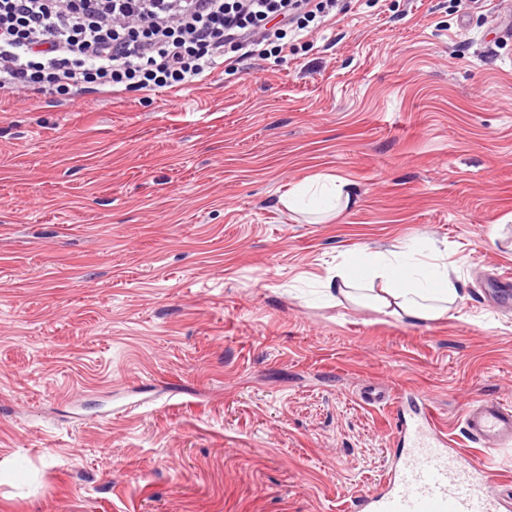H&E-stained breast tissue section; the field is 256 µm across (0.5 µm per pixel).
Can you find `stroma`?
<instances>
[{"label": "stroma", "instance_id": "1", "mask_svg": "<svg viewBox=\"0 0 512 512\" xmlns=\"http://www.w3.org/2000/svg\"><path fill=\"white\" fill-rule=\"evenodd\" d=\"M512 0H341L175 91L0 109V512H353L422 392L512 406ZM335 174L348 210H286ZM447 254L411 322L321 295L344 257ZM387 393L380 404L367 389Z\"/></svg>", "mask_w": 512, "mask_h": 512}]
</instances>
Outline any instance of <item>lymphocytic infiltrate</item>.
Here are the masks:
<instances>
[{
	"mask_svg": "<svg viewBox=\"0 0 512 512\" xmlns=\"http://www.w3.org/2000/svg\"><path fill=\"white\" fill-rule=\"evenodd\" d=\"M336 0H0V96L180 90L264 55Z\"/></svg>",
	"mask_w": 512,
	"mask_h": 512,
	"instance_id": "lymphocytic-infiltrate-1",
	"label": "lymphocytic infiltrate"
}]
</instances>
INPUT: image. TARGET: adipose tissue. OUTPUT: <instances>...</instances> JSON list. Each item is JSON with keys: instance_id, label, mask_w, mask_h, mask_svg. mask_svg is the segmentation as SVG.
<instances>
[{"instance_id": "1", "label": "adipose tissue", "mask_w": 512, "mask_h": 512, "mask_svg": "<svg viewBox=\"0 0 512 512\" xmlns=\"http://www.w3.org/2000/svg\"><path fill=\"white\" fill-rule=\"evenodd\" d=\"M350 201L349 183L337 175L313 177L280 198L289 211L318 216L336 214ZM454 272L446 257L437 253L422 260L406 251L375 252L338 263L325 290L352 303H367L388 316L429 321L447 316L462 302Z\"/></svg>"}]
</instances>
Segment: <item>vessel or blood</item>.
<instances>
[{
    "mask_svg": "<svg viewBox=\"0 0 512 512\" xmlns=\"http://www.w3.org/2000/svg\"><path fill=\"white\" fill-rule=\"evenodd\" d=\"M415 416L397 423L396 434L408 441L384 488L365 492L356 512H499L502 493L490 484L486 468L463 462L450 452L448 436L413 393ZM466 433L487 449L512 444V407L495 400L471 406L463 416Z\"/></svg>",
    "mask_w": 512,
    "mask_h": 512,
    "instance_id": "vessel-or-blood-1",
    "label": "vessel or blood"
}]
</instances>
